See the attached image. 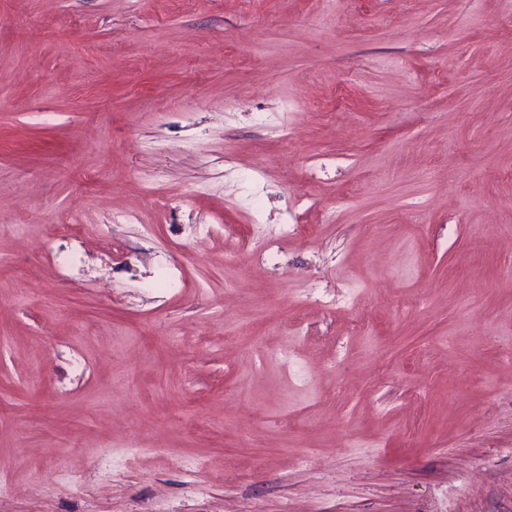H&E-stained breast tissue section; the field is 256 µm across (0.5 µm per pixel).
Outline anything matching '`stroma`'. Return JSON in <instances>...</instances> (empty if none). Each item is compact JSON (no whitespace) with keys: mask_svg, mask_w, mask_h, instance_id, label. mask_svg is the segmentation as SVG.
Masks as SVG:
<instances>
[{"mask_svg":"<svg viewBox=\"0 0 512 512\" xmlns=\"http://www.w3.org/2000/svg\"><path fill=\"white\" fill-rule=\"evenodd\" d=\"M511 267L512 0H0V512H512Z\"/></svg>","mask_w":512,"mask_h":512,"instance_id":"1","label":"stroma"}]
</instances>
